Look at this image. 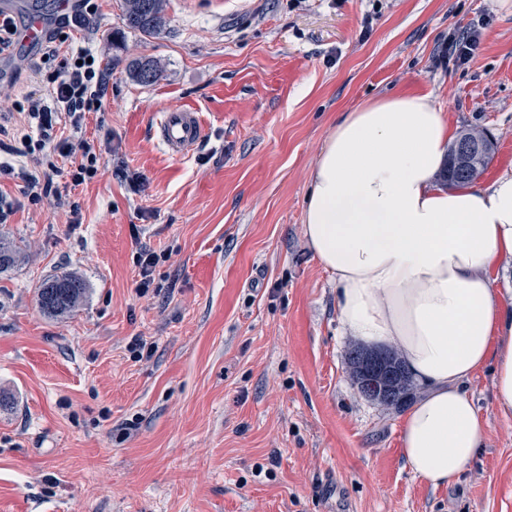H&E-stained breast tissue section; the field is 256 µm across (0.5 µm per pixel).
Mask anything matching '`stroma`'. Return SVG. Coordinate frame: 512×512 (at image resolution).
Returning a JSON list of instances; mask_svg holds the SVG:
<instances>
[{"label":"stroma","mask_w":512,"mask_h":512,"mask_svg":"<svg viewBox=\"0 0 512 512\" xmlns=\"http://www.w3.org/2000/svg\"><path fill=\"white\" fill-rule=\"evenodd\" d=\"M71 46L110 63L102 111L83 136L104 168L72 185L80 223L47 202L0 234L24 254L0 274V512H512V419L491 374L469 384L486 445L458 483L434 488L401 455L404 408L362 397L345 357L355 340L336 288L309 250L303 212L338 115L392 94H432L452 131L497 141L479 180L512 170V13L498 0H169V25L124 28L118 0H93ZM460 27L479 52L448 55ZM165 70L142 86L126 65ZM0 74V124L37 83L35 49ZM188 106L206 134L182 158L154 129ZM139 175V191L116 168ZM161 259L137 295L136 256ZM87 283L70 315L37 305L45 278ZM141 341L148 357L135 358ZM126 70L132 81L140 85H153L164 77L162 65L150 56H139L131 59Z\"/></svg>","instance_id":"stroma-1"}]
</instances>
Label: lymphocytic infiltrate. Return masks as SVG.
Wrapping results in <instances>:
<instances>
[{
  "label": "lymphocytic infiltrate",
  "instance_id": "1",
  "mask_svg": "<svg viewBox=\"0 0 512 512\" xmlns=\"http://www.w3.org/2000/svg\"><path fill=\"white\" fill-rule=\"evenodd\" d=\"M65 33V28H57L41 44V63L55 65L47 76L48 90L43 94L29 91L16 103V110L26 115L29 131L18 146L9 148V160L0 162V177L20 180L29 203L36 206L57 197L59 160L71 161L70 178L76 185L91 182L101 172L100 156L81 132L86 113L102 109L108 90L106 71L102 58L90 49L61 56ZM63 122L69 123L70 135L57 134ZM30 155L37 157L36 167L25 164Z\"/></svg>",
  "mask_w": 512,
  "mask_h": 512
}]
</instances>
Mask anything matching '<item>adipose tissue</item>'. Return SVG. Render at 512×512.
<instances>
[{
	"instance_id": "obj_1",
	"label": "adipose tissue",
	"mask_w": 512,
	"mask_h": 512,
	"mask_svg": "<svg viewBox=\"0 0 512 512\" xmlns=\"http://www.w3.org/2000/svg\"><path fill=\"white\" fill-rule=\"evenodd\" d=\"M452 133L431 95L342 113L311 176L307 245L336 286L345 331L392 346L421 387L402 423L410 471L438 488L480 456L486 427L468 390L492 372L512 418V170L487 187H440Z\"/></svg>"
}]
</instances>
